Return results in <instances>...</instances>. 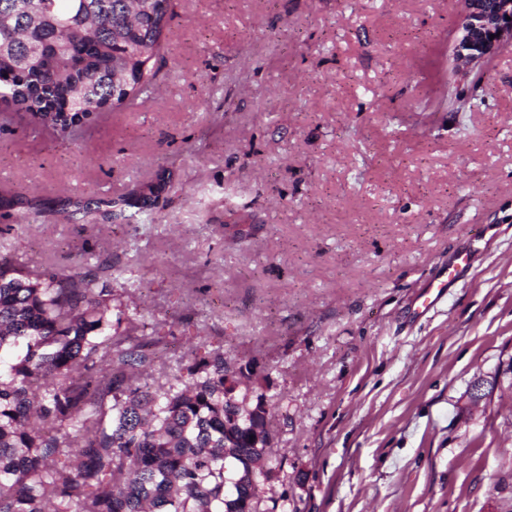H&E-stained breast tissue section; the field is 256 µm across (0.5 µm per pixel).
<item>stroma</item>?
<instances>
[{
	"instance_id": "35a3bbf8",
	"label": "stroma",
	"mask_w": 512,
	"mask_h": 512,
	"mask_svg": "<svg viewBox=\"0 0 512 512\" xmlns=\"http://www.w3.org/2000/svg\"><path fill=\"white\" fill-rule=\"evenodd\" d=\"M462 10L174 0L150 98L65 139L0 101V256L242 370L258 512H512V47L456 75Z\"/></svg>"
}]
</instances>
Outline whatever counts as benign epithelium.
<instances>
[{"instance_id":"obj_1","label":"benign epithelium","mask_w":512,"mask_h":512,"mask_svg":"<svg viewBox=\"0 0 512 512\" xmlns=\"http://www.w3.org/2000/svg\"><path fill=\"white\" fill-rule=\"evenodd\" d=\"M463 0L454 72L463 76L512 44V0Z\"/></svg>"}]
</instances>
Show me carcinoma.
Here are the masks:
<instances>
[{"instance_id": "carcinoma-1", "label": "carcinoma", "mask_w": 512, "mask_h": 512, "mask_svg": "<svg viewBox=\"0 0 512 512\" xmlns=\"http://www.w3.org/2000/svg\"><path fill=\"white\" fill-rule=\"evenodd\" d=\"M173 9L0 0V100L69 136L153 89ZM113 217L153 222L146 202ZM137 327L94 278L0 262V512H257L263 403L235 398L220 352L140 383L153 357Z\"/></svg>"}]
</instances>
